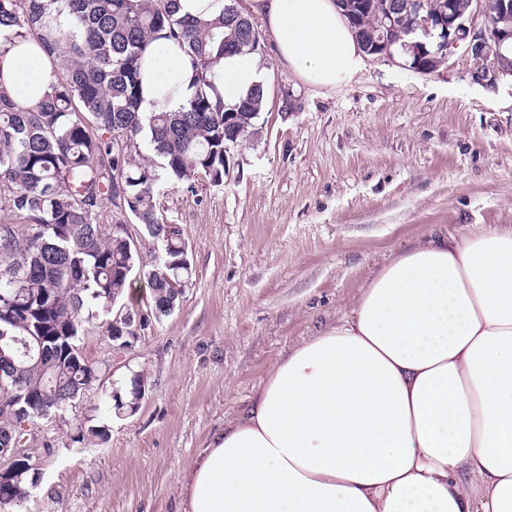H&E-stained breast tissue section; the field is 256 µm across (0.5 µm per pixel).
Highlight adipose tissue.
<instances>
[{
	"label": "adipose tissue",
	"mask_w": 512,
	"mask_h": 512,
	"mask_svg": "<svg viewBox=\"0 0 512 512\" xmlns=\"http://www.w3.org/2000/svg\"><path fill=\"white\" fill-rule=\"evenodd\" d=\"M307 85L351 82L365 54L335 0H252ZM236 104L265 84L251 55L216 66ZM35 39L0 52V90L53 83ZM194 73L175 41L141 65V109H179ZM183 512H512V227L427 238L382 266L336 326L281 358L249 409L180 476Z\"/></svg>",
	"instance_id": "obj_1"
}]
</instances>
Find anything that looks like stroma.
<instances>
[{
    "instance_id": "1",
    "label": "stroma",
    "mask_w": 512,
    "mask_h": 512,
    "mask_svg": "<svg viewBox=\"0 0 512 512\" xmlns=\"http://www.w3.org/2000/svg\"><path fill=\"white\" fill-rule=\"evenodd\" d=\"M258 136L232 148L223 185L162 187L195 276L180 306L114 353L79 341L104 389L146 376L126 417L90 412L31 427L38 482L18 512H180L179 478L242 414L283 354L335 326L373 274L428 237L512 224V78H471L463 51L423 75L371 56L336 89L303 83L272 45ZM105 440H76L86 415Z\"/></svg>"
}]
</instances>
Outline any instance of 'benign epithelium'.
Wrapping results in <instances>:
<instances>
[{
  "mask_svg": "<svg viewBox=\"0 0 512 512\" xmlns=\"http://www.w3.org/2000/svg\"><path fill=\"white\" fill-rule=\"evenodd\" d=\"M469 12L463 17L456 12L448 11V4L444 3L436 11L422 12L420 9L411 10L410 4L404 5V10L413 12L411 29L422 30L430 35L437 32L439 51L433 66L423 68L418 65L411 67L416 73L431 74L445 64L448 54L459 45H465V51L470 60L477 62L486 59L492 45L501 40L512 38V0H468ZM483 17L482 27L473 23L477 16ZM396 16L388 12L379 19L376 30L378 33L370 34V43L379 57L390 62L395 61L392 54V42L384 32L395 28ZM506 75L512 76V65L494 62L479 67L473 66L472 78L485 86H494L498 80Z\"/></svg>",
  "mask_w": 512,
  "mask_h": 512,
  "instance_id": "benign-epithelium-1",
  "label": "benign epithelium"
}]
</instances>
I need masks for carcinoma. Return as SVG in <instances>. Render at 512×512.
I'll use <instances>...</instances> for the list:
<instances>
[{"label": "carcinoma", "mask_w": 512, "mask_h": 512, "mask_svg": "<svg viewBox=\"0 0 512 512\" xmlns=\"http://www.w3.org/2000/svg\"><path fill=\"white\" fill-rule=\"evenodd\" d=\"M177 0H0V29L37 40L55 81L33 107L0 93V447L15 422L64 414L97 386L100 369L77 345L90 327L116 343L130 327L112 324L132 281L150 288L151 315L174 312V288L191 284L193 269L182 229L164 221L159 187L202 177L224 184V153L247 140L267 102L259 86L233 107L215 90L217 62L261 52L264 36L231 3L203 22L177 15ZM358 35L374 29L390 0H341ZM66 17V24L58 17ZM179 43L197 90L177 111H140V70L157 39ZM126 137L115 148L112 132ZM122 195V209L161 253L145 261L135 246L112 235L98 213ZM142 376L112 393L105 406L135 413L145 397ZM89 415L78 437H106ZM33 458L21 457L0 475V507L20 505L33 484Z\"/></svg>", "instance_id": "cac0c4a2"}]
</instances>
